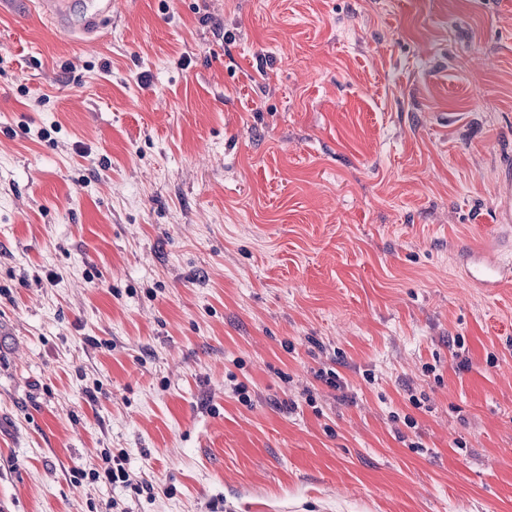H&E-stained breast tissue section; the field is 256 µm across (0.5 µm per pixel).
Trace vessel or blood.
Wrapping results in <instances>:
<instances>
[{
	"label": "vessel or blood",
	"instance_id": "b4317fda",
	"mask_svg": "<svg viewBox=\"0 0 512 512\" xmlns=\"http://www.w3.org/2000/svg\"><path fill=\"white\" fill-rule=\"evenodd\" d=\"M37 8L54 29L87 41L98 39L112 20V0H84L79 7L73 0H38ZM462 275L473 287L499 288L512 282V259H502L492 247L471 249L464 254Z\"/></svg>",
	"mask_w": 512,
	"mask_h": 512
}]
</instances>
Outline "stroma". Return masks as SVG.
Instances as JSON below:
<instances>
[{"label": "stroma", "instance_id": "35a3bbf8", "mask_svg": "<svg viewBox=\"0 0 512 512\" xmlns=\"http://www.w3.org/2000/svg\"><path fill=\"white\" fill-rule=\"evenodd\" d=\"M508 164L512 0L0 14V512H512ZM70 0H40L37 8L42 17L59 31L79 34L84 41L97 40L103 27L112 21V0H88L75 11ZM502 182L507 184L508 189L499 195L498 207H497V222L500 226H507L511 228L512 223V189L511 182L512 176L509 171L503 176ZM462 275L475 288L490 291L512 282V257L503 260L493 247H481L465 252ZM127 451L123 448L114 452L109 448L101 453V463L94 469L90 475L94 480L103 478L112 485L119 484L123 487H131L137 492L143 491V482L134 483L133 476L129 469L125 466L127 464Z\"/></svg>", "mask_w": 512, "mask_h": 512}]
</instances>
